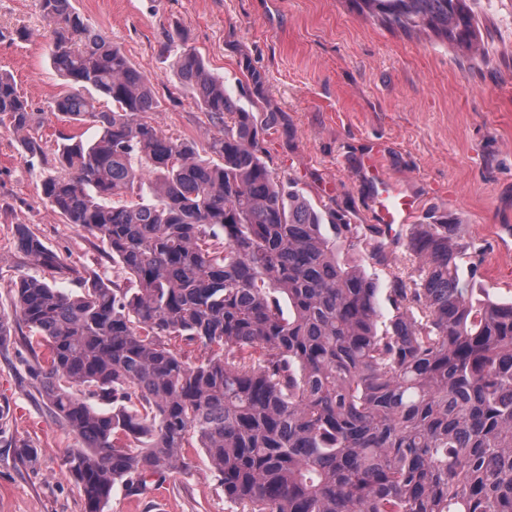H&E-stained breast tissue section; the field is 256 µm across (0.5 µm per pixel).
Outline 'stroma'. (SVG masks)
I'll list each match as a JSON object with an SVG mask.
<instances>
[{
	"label": "stroma",
	"mask_w": 512,
	"mask_h": 512,
	"mask_svg": "<svg viewBox=\"0 0 512 512\" xmlns=\"http://www.w3.org/2000/svg\"><path fill=\"white\" fill-rule=\"evenodd\" d=\"M90 25L117 43L148 75L159 106L152 118L174 139L203 144L213 133L158 43L173 28L224 78L238 103L254 110L240 62L264 78V96L279 112L260 136L261 156L280 180H294L314 205L372 223L371 191L361 155L378 148L391 180L420 199L413 221L445 215L460 223V246L493 240L512 225V0H470L477 39L466 50L424 33L408 35L358 14L348 0H71ZM51 27L39 0H0V73L13 77L46 139L61 126L51 105L64 84L48 46ZM39 167L21 157L0 126V311L12 313L15 284L34 268L18 246L24 224L67 264L124 283L102 244L53 212L41 193ZM462 281L512 298V249L484 248ZM24 325L0 345V512H85L64 452L72 443L29 376ZM36 448L21 461L16 443ZM191 468L152 478L144 491L116 484L104 512H233L201 449Z\"/></svg>",
	"instance_id": "35a3bbf8"
}]
</instances>
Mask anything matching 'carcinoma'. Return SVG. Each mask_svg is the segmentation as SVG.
<instances>
[{
  "label": "carcinoma",
  "instance_id": "cac0c4a2",
  "mask_svg": "<svg viewBox=\"0 0 512 512\" xmlns=\"http://www.w3.org/2000/svg\"><path fill=\"white\" fill-rule=\"evenodd\" d=\"M366 16L462 47L476 37L468 0H351ZM66 90L47 154L39 122L0 74V125L42 161L41 190L66 223L107 248L129 285L68 266L26 226L32 265L67 271L78 292L22 276L12 319L46 343L31 375L75 444L64 465L85 512L112 488L186 472L194 434L236 512H512V300L461 284L464 253L448 217L415 224L412 285L346 263L387 237L320 209L274 178L260 132L278 124L238 105L224 77L177 30L158 52L216 132L199 147L153 121L151 79L69 0H39ZM181 338L211 355L193 363Z\"/></svg>",
  "mask_w": 512,
  "mask_h": 512
}]
</instances>
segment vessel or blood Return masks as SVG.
<instances>
[{
  "label": "vessel or blood",
  "instance_id": "1",
  "mask_svg": "<svg viewBox=\"0 0 512 512\" xmlns=\"http://www.w3.org/2000/svg\"><path fill=\"white\" fill-rule=\"evenodd\" d=\"M363 170L373 191L372 205L377 224L388 237H400L420 206L418 197L386 180L375 156L364 157Z\"/></svg>",
  "mask_w": 512,
  "mask_h": 512
}]
</instances>
